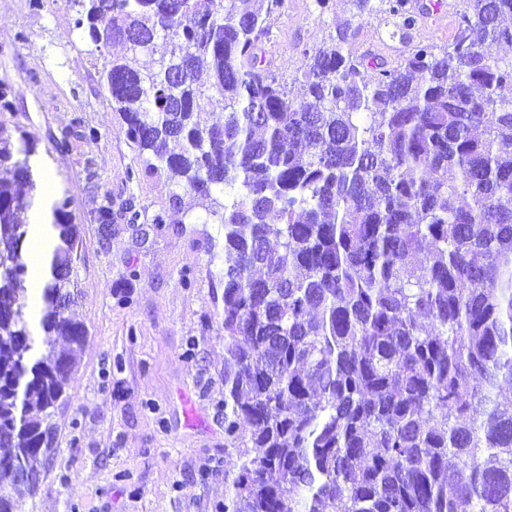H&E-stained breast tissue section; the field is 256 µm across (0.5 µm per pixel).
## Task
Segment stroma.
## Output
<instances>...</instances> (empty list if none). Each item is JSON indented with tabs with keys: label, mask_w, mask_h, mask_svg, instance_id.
I'll use <instances>...</instances> for the list:
<instances>
[{
	"label": "stroma",
	"mask_w": 512,
	"mask_h": 512,
	"mask_svg": "<svg viewBox=\"0 0 512 512\" xmlns=\"http://www.w3.org/2000/svg\"><path fill=\"white\" fill-rule=\"evenodd\" d=\"M285 0L264 43L278 77L304 64L337 25L356 30L357 53L396 65L409 43L447 44L454 16L427 10L395 36V18L355 17L349 0ZM65 0H0V79L14 109L0 113L38 145L59 191L69 192L80 227L74 276L88 328L80 364L59 407L54 452L39 466L34 497L18 512H222L224 506V322L220 225L174 210L166 178L135 177L141 161L99 84L104 57L89 55ZM96 139L54 142L74 124ZM96 178L87 179V169ZM130 201L137 226L114 219L101 244L93 212L105 196ZM167 222L155 227L154 215Z\"/></svg>",
	"instance_id": "stroma-1"
}]
</instances>
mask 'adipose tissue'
<instances>
[{
	"label": "adipose tissue",
	"instance_id": "adipose-tissue-1",
	"mask_svg": "<svg viewBox=\"0 0 512 512\" xmlns=\"http://www.w3.org/2000/svg\"><path fill=\"white\" fill-rule=\"evenodd\" d=\"M56 183L50 173L42 175V195L39 204L28 217L29 240L26 259L31 270L33 288H41L49 276V265L57 239L51 223V207Z\"/></svg>",
	"mask_w": 512,
	"mask_h": 512
}]
</instances>
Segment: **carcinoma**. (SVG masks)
Masks as SVG:
<instances>
[{
  "instance_id": "1",
  "label": "carcinoma",
  "mask_w": 512,
  "mask_h": 512,
  "mask_svg": "<svg viewBox=\"0 0 512 512\" xmlns=\"http://www.w3.org/2000/svg\"><path fill=\"white\" fill-rule=\"evenodd\" d=\"M142 169L224 250V512H512V0L367 80L347 25L288 83L283 0H68ZM416 25L409 0H384ZM153 57L145 68L140 57ZM224 113L211 124L208 114ZM97 132L62 131L56 149ZM35 141L0 123V512L35 493L88 331L72 198L27 318ZM64 343L42 349L39 337Z\"/></svg>"
}]
</instances>
